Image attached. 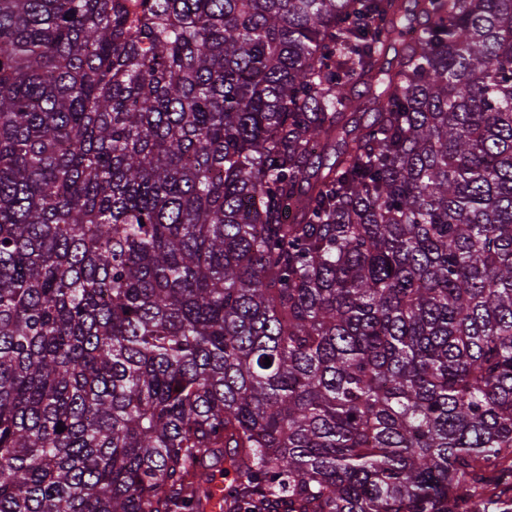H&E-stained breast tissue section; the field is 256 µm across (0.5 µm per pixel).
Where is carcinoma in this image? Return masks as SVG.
<instances>
[{
    "label": "carcinoma",
    "instance_id": "obj_1",
    "mask_svg": "<svg viewBox=\"0 0 512 512\" xmlns=\"http://www.w3.org/2000/svg\"><path fill=\"white\" fill-rule=\"evenodd\" d=\"M218 463L512 512V0H0V512Z\"/></svg>",
    "mask_w": 512,
    "mask_h": 512
}]
</instances>
